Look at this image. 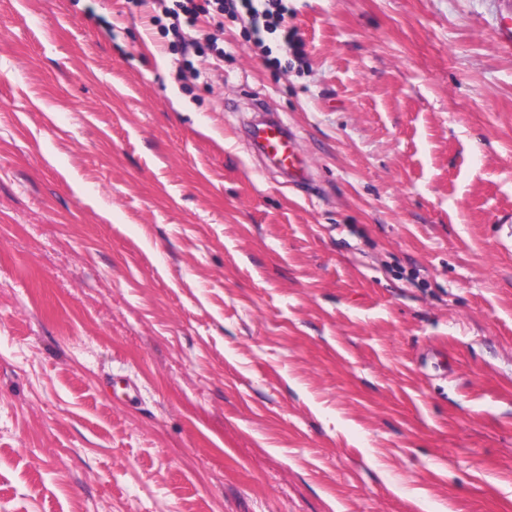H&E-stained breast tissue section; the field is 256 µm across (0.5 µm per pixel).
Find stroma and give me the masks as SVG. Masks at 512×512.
Segmentation results:
<instances>
[{"mask_svg":"<svg viewBox=\"0 0 512 512\" xmlns=\"http://www.w3.org/2000/svg\"><path fill=\"white\" fill-rule=\"evenodd\" d=\"M287 5L0 0V512H512V0ZM176 9L164 6L162 14L173 21L169 25L162 23V17L152 16V22L164 30L166 37L172 35V43L187 49L195 42L185 39L183 27H194L201 15L224 16L227 12L240 18L250 26L255 47L266 50V35L279 32L282 41L289 47L297 59H304L302 45L295 41L294 32L288 28V6L284 0H179ZM212 11V12H211ZM214 14V15H213ZM182 15V20H181ZM242 132L255 152L285 172L289 182L302 184L309 180L310 174L297 138L278 115L267 114L260 120L244 123Z\"/></svg>","mask_w":512,"mask_h":512,"instance_id":"1","label":"stroma"}]
</instances>
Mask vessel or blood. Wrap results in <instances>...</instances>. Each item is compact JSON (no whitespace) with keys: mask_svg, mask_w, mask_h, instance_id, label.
Masks as SVG:
<instances>
[{"mask_svg":"<svg viewBox=\"0 0 512 512\" xmlns=\"http://www.w3.org/2000/svg\"><path fill=\"white\" fill-rule=\"evenodd\" d=\"M242 132L255 152L285 172L289 182L302 184L309 180L310 174L297 138L278 115L269 114L260 120L244 123Z\"/></svg>","mask_w":512,"mask_h":512,"instance_id":"1","label":"vessel or blood"}]
</instances>
